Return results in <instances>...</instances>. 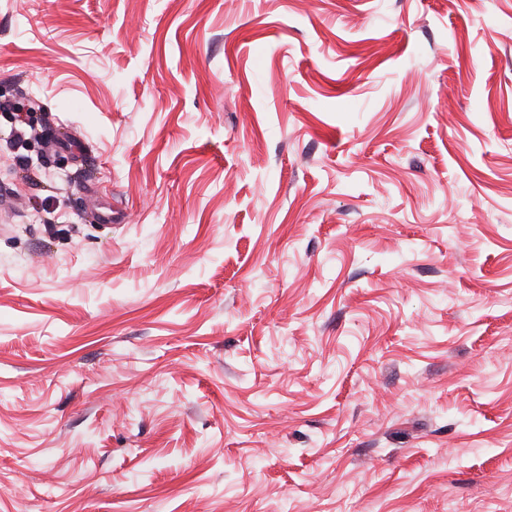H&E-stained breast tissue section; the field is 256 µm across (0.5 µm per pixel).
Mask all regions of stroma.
<instances>
[{
  "instance_id": "35a3bbf8",
  "label": "stroma",
  "mask_w": 512,
  "mask_h": 512,
  "mask_svg": "<svg viewBox=\"0 0 512 512\" xmlns=\"http://www.w3.org/2000/svg\"><path fill=\"white\" fill-rule=\"evenodd\" d=\"M0 512H512V0H0Z\"/></svg>"
}]
</instances>
